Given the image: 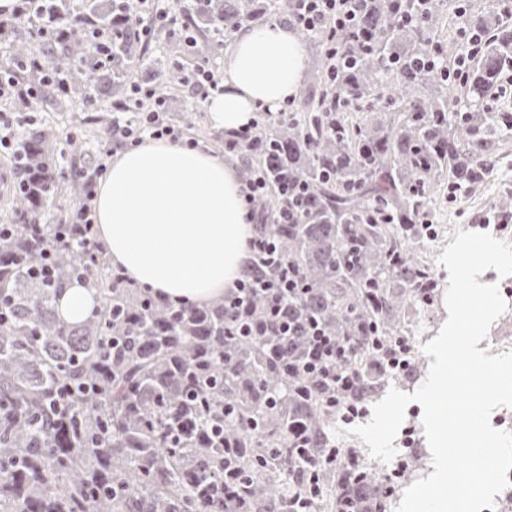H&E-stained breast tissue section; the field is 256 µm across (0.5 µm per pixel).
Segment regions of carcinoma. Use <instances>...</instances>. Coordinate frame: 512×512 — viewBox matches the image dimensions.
<instances>
[{
  "label": "carcinoma",
  "instance_id": "carcinoma-1",
  "mask_svg": "<svg viewBox=\"0 0 512 512\" xmlns=\"http://www.w3.org/2000/svg\"><path fill=\"white\" fill-rule=\"evenodd\" d=\"M44 0L39 13L55 19L63 39L48 40L28 19L10 23L4 35L6 63L41 87L30 104H50L69 92L93 115L102 97L126 95L131 68L150 73L166 90L183 83V70L128 37L126 20L138 0ZM179 16L208 39L192 53L210 59L221 37L272 10L288 12L289 0H190ZM420 28L396 22L390 0H372L368 25L374 52L358 61L352 94L343 111H320L323 48L304 34L313 68L294 115L264 128L263 153L245 151V171L267 153L278 156L269 174L301 177L310 202L296 224H276L275 194L259 203L258 231L273 236L299 268L311 290L292 303L300 321L316 318L326 333L352 346L354 368L387 361L404 328L410 304L432 301L438 288L422 245L437 225L419 224L426 199L448 184L478 185L507 152L503 129L512 125V104L488 111L486 95L512 68V20L481 8L470 24L489 31L469 69V110L449 112L457 101L450 80L437 70L410 72L407 62L439 47L444 0L423 6ZM110 41L107 58L94 34ZM62 86L41 85L43 69ZM406 89L387 105L384 75ZM24 178L13 187L10 238L0 237V512H231L232 502L214 494L224 473V445L207 444L214 410L227 412L222 438L239 449L234 460L242 495L240 512H276L270 488L300 470L303 458L333 440L340 408L312 381L293 383L270 361L273 348L298 360L306 336L274 337L261 347L224 317V299L203 305L158 299L140 288L113 284L112 266L98 248L61 244L54 255L56 288H47L29 267L55 240L56 224L42 220L63 177L48 134L31 128L15 144ZM101 299L83 321L60 317L57 300L71 279ZM227 364H222V361ZM302 425L316 444L295 448L289 430ZM377 467H336L323 476L314 512H371L367 497H384Z\"/></svg>",
  "mask_w": 512,
  "mask_h": 512
}]
</instances>
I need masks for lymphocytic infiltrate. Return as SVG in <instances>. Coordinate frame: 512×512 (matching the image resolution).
<instances>
[{"mask_svg": "<svg viewBox=\"0 0 512 512\" xmlns=\"http://www.w3.org/2000/svg\"><path fill=\"white\" fill-rule=\"evenodd\" d=\"M289 25L302 33L325 37V66L329 80L349 73L357 61L371 54V37L362 25L368 13L369 0H291ZM165 93L157 88L132 84L127 99L113 103L112 136L130 145L140 144L144 137L181 142L184 131L165 119ZM251 256L268 257L277 264V273L270 280L239 279L235 287L224 295V306L233 316L237 330L243 336H291L299 325L289 305L305 293L307 286L298 269L281 254L270 237L254 234L248 240ZM259 293L263 301L262 314H255L248 302L252 293ZM305 327L310 348L301 363L282 366L289 376L316 378L330 395L332 403L354 390V375L343 367L349 359V345L336 341L325 333L317 320L307 321ZM342 449H322L314 461L303 470L289 474L280 496L282 512H309V500L304 489L313 482L318 472L326 467L345 464Z\"/></svg>", "mask_w": 512, "mask_h": 512, "instance_id": "lymphocytic-infiltrate-1", "label": "lymphocytic infiltrate"}]
</instances>
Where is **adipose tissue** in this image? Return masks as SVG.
Masks as SVG:
<instances>
[{
    "mask_svg": "<svg viewBox=\"0 0 512 512\" xmlns=\"http://www.w3.org/2000/svg\"><path fill=\"white\" fill-rule=\"evenodd\" d=\"M305 74L291 27L242 25L224 56L223 88L205 104L212 126L232 136L260 109L297 99ZM94 213L113 267L174 302L203 304L233 288L252 235L235 162L204 145L148 138L117 154Z\"/></svg>",
    "mask_w": 512,
    "mask_h": 512,
    "instance_id": "1",
    "label": "adipose tissue"
}]
</instances>
